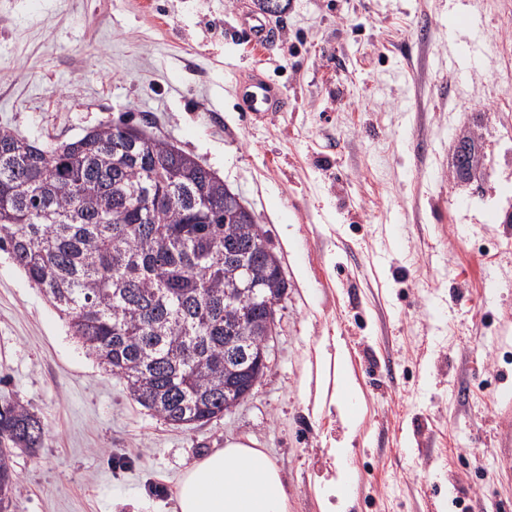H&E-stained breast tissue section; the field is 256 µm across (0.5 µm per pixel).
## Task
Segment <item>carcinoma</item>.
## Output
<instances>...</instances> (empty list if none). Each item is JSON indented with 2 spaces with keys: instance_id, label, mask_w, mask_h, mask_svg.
Here are the masks:
<instances>
[{
  "instance_id": "cac0c4a2",
  "label": "carcinoma",
  "mask_w": 512,
  "mask_h": 512,
  "mask_svg": "<svg viewBox=\"0 0 512 512\" xmlns=\"http://www.w3.org/2000/svg\"><path fill=\"white\" fill-rule=\"evenodd\" d=\"M214 171L129 123L38 143L0 129V250L65 316L132 400L175 426L219 417L257 377L231 338L258 351L254 296L288 287L264 232ZM41 420L0 406V512L16 483L11 449L42 447Z\"/></svg>"
}]
</instances>
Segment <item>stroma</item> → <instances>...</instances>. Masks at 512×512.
Instances as JSON below:
<instances>
[{
  "label": "stroma",
  "mask_w": 512,
  "mask_h": 512,
  "mask_svg": "<svg viewBox=\"0 0 512 512\" xmlns=\"http://www.w3.org/2000/svg\"><path fill=\"white\" fill-rule=\"evenodd\" d=\"M472 8L486 46L458 77L448 0H288L266 49L240 21L253 0H0V127L45 143L140 125L240 195L288 282L251 399L177 428L0 251V402L46 429L14 452L12 512H174L185 470L241 438L279 467L288 512H321L315 481L345 465L350 512H512V0ZM255 69L286 111H247ZM322 346L347 355L357 430L326 402Z\"/></svg>",
  "instance_id": "1"
}]
</instances>
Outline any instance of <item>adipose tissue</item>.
I'll return each instance as SVG.
<instances>
[{
	"label": "adipose tissue",
	"mask_w": 512,
	"mask_h": 512,
	"mask_svg": "<svg viewBox=\"0 0 512 512\" xmlns=\"http://www.w3.org/2000/svg\"><path fill=\"white\" fill-rule=\"evenodd\" d=\"M175 497L179 512H288V493L270 455L239 440L195 462Z\"/></svg>",
	"instance_id": "ef3b65f1"
}]
</instances>
